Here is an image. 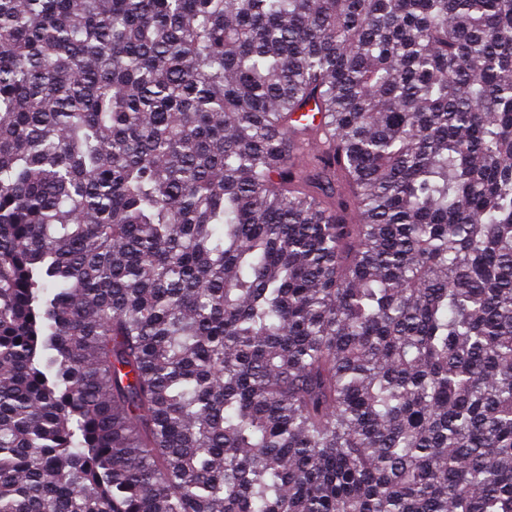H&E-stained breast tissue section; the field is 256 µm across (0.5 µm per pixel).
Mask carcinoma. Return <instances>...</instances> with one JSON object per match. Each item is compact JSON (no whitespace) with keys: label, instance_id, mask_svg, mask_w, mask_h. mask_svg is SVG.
Returning <instances> with one entry per match:
<instances>
[{"label":"carcinoma","instance_id":"obj_1","mask_svg":"<svg viewBox=\"0 0 512 512\" xmlns=\"http://www.w3.org/2000/svg\"><path fill=\"white\" fill-rule=\"evenodd\" d=\"M0 512H512V0H0Z\"/></svg>","mask_w":512,"mask_h":512}]
</instances>
